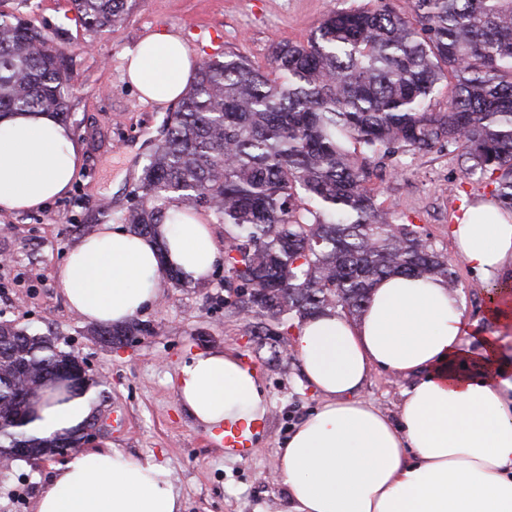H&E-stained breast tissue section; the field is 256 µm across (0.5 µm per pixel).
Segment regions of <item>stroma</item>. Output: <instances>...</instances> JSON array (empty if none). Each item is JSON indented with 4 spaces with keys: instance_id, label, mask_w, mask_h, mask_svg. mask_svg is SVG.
Here are the masks:
<instances>
[{
    "instance_id": "35a3bbf8",
    "label": "stroma",
    "mask_w": 512,
    "mask_h": 512,
    "mask_svg": "<svg viewBox=\"0 0 512 512\" xmlns=\"http://www.w3.org/2000/svg\"><path fill=\"white\" fill-rule=\"evenodd\" d=\"M366 0H135L123 20L88 29L70 0H5V12L21 16L48 36L68 59V125L83 148L70 190L42 209L0 213V318L54 335L60 345L87 358L100 393L93 401L107 427L96 448L154 455L167 464L182 512H284V489L271 482L278 450L291 429L319 403L306 387L287 336L255 338L248 320L224 303V270L202 282L161 280L157 304L141 314L157 334L116 349L90 336L89 322L66 305L55 276L69 247L102 224L123 223L141 168L163 137L165 109L143 102L125 80L129 51L154 32L177 34L198 60L235 53L267 66L281 42H304L333 10ZM402 175L379 172L369 182L397 222L423 226L458 280L457 297L470 319L487 325L488 280L475 275L455 252L451 227L465 208L487 199L484 183L463 176L464 159L452 148L411 151L399 161ZM221 351L256 371L267 412L249 457L225 455L177 397L175 381L197 352ZM403 376L376 369L363 396L396 415ZM14 461L0 473V512H35L36 502L65 467Z\"/></svg>"
}]
</instances>
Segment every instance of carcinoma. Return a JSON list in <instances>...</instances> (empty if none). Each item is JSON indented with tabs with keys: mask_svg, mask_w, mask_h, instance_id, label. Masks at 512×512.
<instances>
[{
	"mask_svg": "<svg viewBox=\"0 0 512 512\" xmlns=\"http://www.w3.org/2000/svg\"><path fill=\"white\" fill-rule=\"evenodd\" d=\"M90 29L120 21L128 0H72ZM455 80L448 111L431 95ZM65 55L42 32L0 11V115L70 119ZM455 147L468 176L494 186L512 212V0H387L333 11L305 43L278 44L268 67L238 54L202 62L143 166L125 216L152 235L170 215L224 225V300L251 319L253 336H285L314 315L358 317L382 279L454 271L423 229L398 224L368 187L369 165L409 151ZM152 333L131 321L96 336ZM74 355L58 340L0 321V456L27 448L46 458L80 445V430L41 436L33 400L18 397L24 370L37 395Z\"/></svg>",
	"mask_w": 512,
	"mask_h": 512,
	"instance_id": "1",
	"label": "carcinoma"
}]
</instances>
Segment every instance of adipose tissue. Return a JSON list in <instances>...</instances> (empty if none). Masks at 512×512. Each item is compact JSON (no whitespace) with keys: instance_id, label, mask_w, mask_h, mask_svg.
Wrapping results in <instances>:
<instances>
[{"instance_id":"ef3b65f1","label":"adipose tissue","mask_w":512,"mask_h":512,"mask_svg":"<svg viewBox=\"0 0 512 512\" xmlns=\"http://www.w3.org/2000/svg\"><path fill=\"white\" fill-rule=\"evenodd\" d=\"M199 66L173 33L143 38L126 77L143 101H177ZM81 164L70 129L48 115L0 118V212L31 211L63 196ZM460 259L482 278L512 269V215L490 200L451 229ZM198 215L142 236L100 225L67 251L56 277L69 308L88 322L121 325L152 308L160 272L188 282L222 260ZM491 329H473L446 284L388 277L362 316L308 319L293 350L321 402L279 450L275 479L286 512H512V291L489 304ZM410 378L396 418L361 397L374 369ZM177 395L215 440L225 425L250 433L266 397L254 370L224 352H201L179 370ZM89 396L38 406L35 432L81 426ZM35 512H180L172 472L153 456L117 448L75 455Z\"/></svg>"}]
</instances>
